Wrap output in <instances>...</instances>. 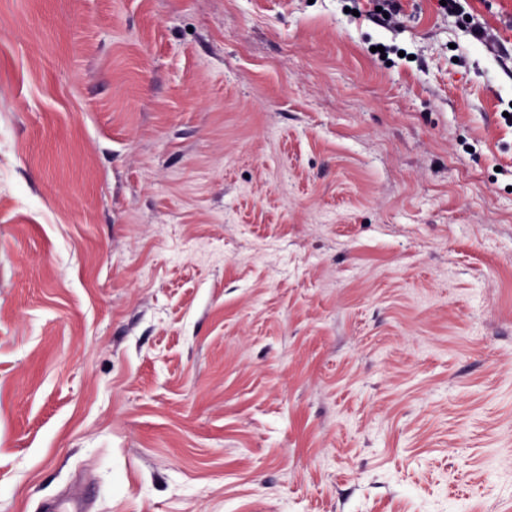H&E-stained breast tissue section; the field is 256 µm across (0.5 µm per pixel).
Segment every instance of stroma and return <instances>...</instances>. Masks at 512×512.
Wrapping results in <instances>:
<instances>
[{
    "label": "stroma",
    "instance_id": "35a3bbf8",
    "mask_svg": "<svg viewBox=\"0 0 512 512\" xmlns=\"http://www.w3.org/2000/svg\"><path fill=\"white\" fill-rule=\"evenodd\" d=\"M460 4L0 0V512L512 507V0Z\"/></svg>",
    "mask_w": 512,
    "mask_h": 512
}]
</instances>
